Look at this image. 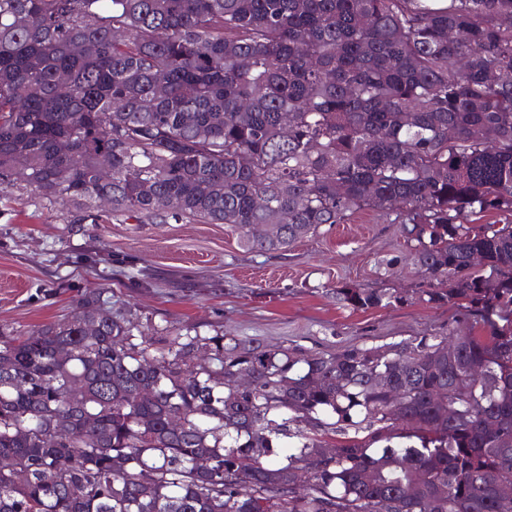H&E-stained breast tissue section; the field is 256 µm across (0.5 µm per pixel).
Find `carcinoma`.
<instances>
[{"mask_svg":"<svg viewBox=\"0 0 512 512\" xmlns=\"http://www.w3.org/2000/svg\"><path fill=\"white\" fill-rule=\"evenodd\" d=\"M23 190L259 251L369 210L466 321L301 359L137 335L88 288L0 336V512H512V224L473 220L512 214V0H0V201Z\"/></svg>","mask_w":512,"mask_h":512,"instance_id":"carcinoma-1","label":"carcinoma"}]
</instances>
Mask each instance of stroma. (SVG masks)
<instances>
[{"label":"stroma","instance_id":"1","mask_svg":"<svg viewBox=\"0 0 512 512\" xmlns=\"http://www.w3.org/2000/svg\"><path fill=\"white\" fill-rule=\"evenodd\" d=\"M231 224L135 221L109 207L80 216L29 191L0 202V332L61 319L88 288L147 336L163 330L250 340L303 354L444 336L463 309L414 299L418 275L400 225L362 210L287 250L249 251ZM398 291L396 306L355 310L343 286Z\"/></svg>","mask_w":512,"mask_h":512}]
</instances>
